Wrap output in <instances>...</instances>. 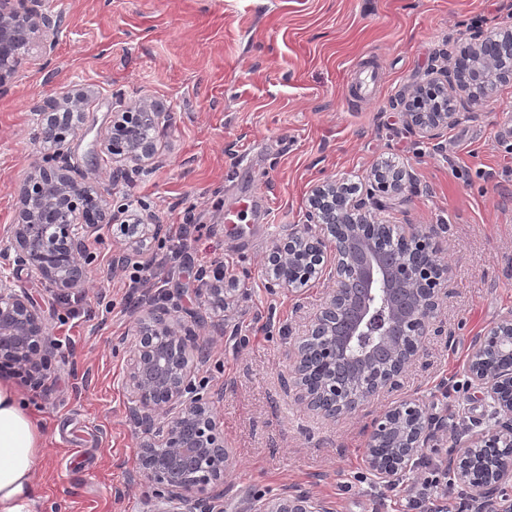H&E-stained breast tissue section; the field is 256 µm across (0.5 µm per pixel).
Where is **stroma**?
<instances>
[{
  "label": "stroma",
  "mask_w": 512,
  "mask_h": 512,
  "mask_svg": "<svg viewBox=\"0 0 512 512\" xmlns=\"http://www.w3.org/2000/svg\"><path fill=\"white\" fill-rule=\"evenodd\" d=\"M67 26L50 66L27 64L0 94V252L9 245L17 190L44 150L33 115L66 92L87 93L88 120L64 148L110 206L156 214L165 231L193 208L208 232L188 242L151 290L170 294L211 347L197 378L216 398L234 465L224 512H247L288 487L333 512H394L405 486L385 490L364 465L371 423L400 395L466 430L488 409L465 365L484 330L512 310V83L449 127L440 147L410 133L398 100L431 68L459 55L474 32L512 23V0H51ZM377 67L376 96H349L354 71ZM162 100L171 122L156 134L158 165L113 181L101 143L112 112ZM406 167L412 197L383 212L391 223L441 224L453 286L440 335L386 392L333 425L291 403L285 351L322 302L324 280L300 295L267 288L265 258L301 227L311 188L358 183L379 163ZM85 288L68 294L0 259V276L27 295L60 348L45 382L20 384L46 450L37 464L38 512H148L138 479L141 430L122 386L136 317L125 309L120 244L101 228ZM236 279L223 328L193 293L194 263ZM389 498L377 504L378 494Z\"/></svg>",
  "instance_id": "35a3bbf8"
}]
</instances>
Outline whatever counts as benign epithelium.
Wrapping results in <instances>:
<instances>
[{
	"label": "benign epithelium",
	"mask_w": 512,
	"mask_h": 512,
	"mask_svg": "<svg viewBox=\"0 0 512 512\" xmlns=\"http://www.w3.org/2000/svg\"><path fill=\"white\" fill-rule=\"evenodd\" d=\"M64 16L47 0H0V91H5L39 50L50 62ZM512 56V27L495 37L477 34L448 67L430 73L404 100L407 127L433 143L468 112L487 102L497 87L512 81L499 66ZM85 98L78 92L55 99L36 113L34 137L42 145L64 146L84 128ZM170 113L143 101L112 113L103 146L123 175L158 163L156 132ZM413 189L407 169L376 166L365 190L344 178L313 187L305 224L293 229L267 258L268 288L292 291L311 278L329 276L332 286L288 352L293 402L326 421L350 415L373 396L399 385L406 368L423 352L446 297L449 268L440 262L442 224H406L400 229L399 258L385 263L375 228L388 201ZM117 227L127 254L141 252L163 231L150 212L110 210L92 185L58 150L45 155L21 183L11 227L12 262L40 276L62 293L85 286L87 240L103 226ZM216 269L202 295L216 313L234 296ZM55 344L41 312L10 281L0 278V366L9 364L29 382L51 371ZM512 355V311L479 337L466 370L470 383L493 409L495 424L459 440L448 491L471 489L481 512H512V501L497 497L512 484V368L493 353ZM194 327L164 303L152 306L138 323L129 350L124 388L131 418L143 429L138 443L139 480L153 487L149 512H222L216 508L232 452L224 445L215 401L193 384L205 362ZM454 425L428 413L423 397L409 394L373 421L367 467L384 485H396L420 463L439 429ZM250 512H332L327 501L286 487L250 507Z\"/></svg>",
	"instance_id": "obj_1"
}]
</instances>
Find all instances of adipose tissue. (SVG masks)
Returning <instances> with one entry per match:
<instances>
[{
	"label": "adipose tissue",
	"instance_id": "1",
	"mask_svg": "<svg viewBox=\"0 0 512 512\" xmlns=\"http://www.w3.org/2000/svg\"><path fill=\"white\" fill-rule=\"evenodd\" d=\"M45 435L21 392L0 380V512H35L34 474Z\"/></svg>",
	"mask_w": 512,
	"mask_h": 512
}]
</instances>
